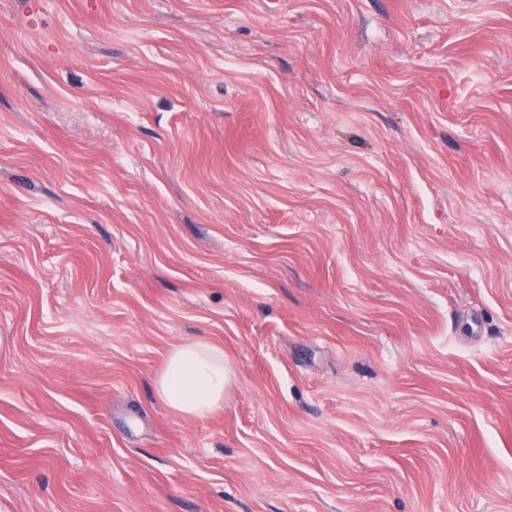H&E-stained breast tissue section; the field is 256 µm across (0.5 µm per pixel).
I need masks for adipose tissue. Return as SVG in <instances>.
I'll list each match as a JSON object with an SVG mask.
<instances>
[{
  "instance_id": "1",
  "label": "adipose tissue",
  "mask_w": 512,
  "mask_h": 512,
  "mask_svg": "<svg viewBox=\"0 0 512 512\" xmlns=\"http://www.w3.org/2000/svg\"><path fill=\"white\" fill-rule=\"evenodd\" d=\"M231 379L223 349L188 341L172 347L156 382L159 399L176 413L205 419L224 405Z\"/></svg>"
}]
</instances>
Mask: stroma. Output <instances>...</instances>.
<instances>
[{
	"label": "stroma",
	"instance_id": "35a3bbf8",
	"mask_svg": "<svg viewBox=\"0 0 512 512\" xmlns=\"http://www.w3.org/2000/svg\"><path fill=\"white\" fill-rule=\"evenodd\" d=\"M0 512H512V0H0ZM231 369L223 349L188 341L172 347L156 382L159 399L176 413L206 419L224 406Z\"/></svg>",
	"mask_w": 512,
	"mask_h": 512
}]
</instances>
